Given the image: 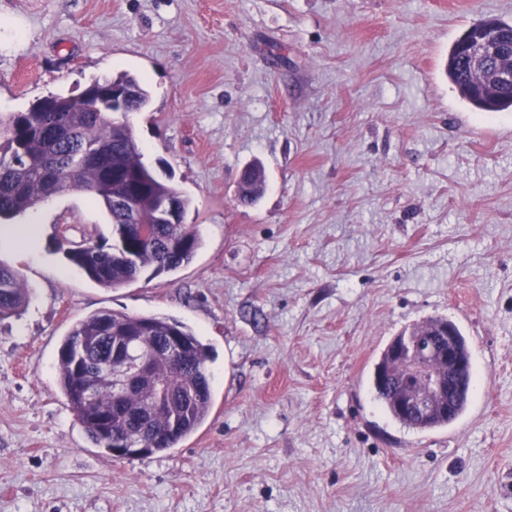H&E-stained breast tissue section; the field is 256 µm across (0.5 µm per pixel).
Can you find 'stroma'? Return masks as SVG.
Instances as JSON below:
<instances>
[{
  "label": "stroma",
  "instance_id": "1",
  "mask_svg": "<svg viewBox=\"0 0 512 512\" xmlns=\"http://www.w3.org/2000/svg\"><path fill=\"white\" fill-rule=\"evenodd\" d=\"M512 0H0V114L127 72L145 163L192 201L202 245L104 289L69 263L111 243L68 192L0 241L32 300L0 321V512H512V112H475L452 44ZM258 164L265 189L236 200ZM110 310L188 325L213 405L147 458L96 448L61 392L58 349ZM441 317L479 385L449 427L379 410L389 340ZM111 80L114 84L129 88L132 91V95L125 101V107L128 111L141 112L146 108L149 101L148 92L135 76L122 73L112 77Z\"/></svg>",
  "mask_w": 512,
  "mask_h": 512
}]
</instances>
